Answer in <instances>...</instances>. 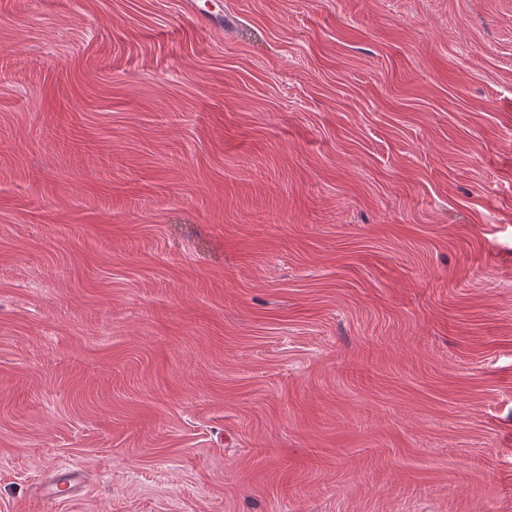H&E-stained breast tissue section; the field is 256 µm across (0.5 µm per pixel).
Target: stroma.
<instances>
[{
    "label": "stroma",
    "mask_w": 512,
    "mask_h": 512,
    "mask_svg": "<svg viewBox=\"0 0 512 512\" xmlns=\"http://www.w3.org/2000/svg\"><path fill=\"white\" fill-rule=\"evenodd\" d=\"M0 512H512V0H0ZM78 479V471L66 470L56 474L49 484L47 497L51 501H56L61 497L73 492Z\"/></svg>",
    "instance_id": "stroma-1"
}]
</instances>
